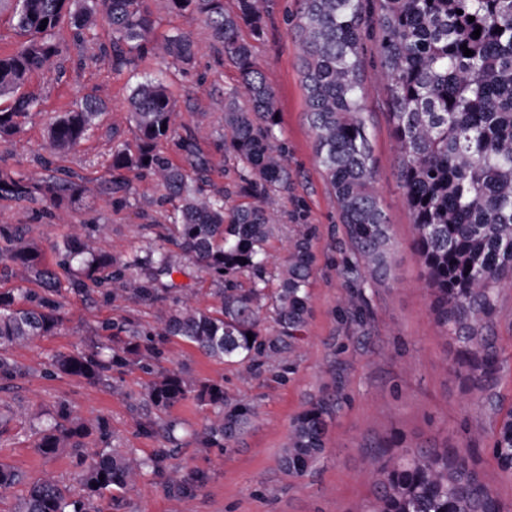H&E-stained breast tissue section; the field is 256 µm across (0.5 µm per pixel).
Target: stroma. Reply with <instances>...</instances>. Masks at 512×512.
Instances as JSON below:
<instances>
[{
    "instance_id": "1",
    "label": "stroma",
    "mask_w": 512,
    "mask_h": 512,
    "mask_svg": "<svg viewBox=\"0 0 512 512\" xmlns=\"http://www.w3.org/2000/svg\"><path fill=\"white\" fill-rule=\"evenodd\" d=\"M150 7L155 44L190 33L195 42L192 63L166 65L152 53L118 71L96 48L110 40L106 23H99L94 44L76 42L70 28L61 29L65 53L51 69L33 73L22 88L40 99V111L27 119L15 143L0 144V168L36 169L47 117L92 95L106 106L102 125L74 151L55 156L52 162L97 182L107 174L113 143L135 141L127 104L132 89L155 78L167 85L177 102L180 135L192 139L209 162L208 190L237 181L232 161L218 147V134L224 94L237 85L238 71L216 51L199 18L171 11L166 0H150ZM299 11L300 0H268L262 37H253L246 26L240 31L252 43L276 94L277 135L288 149L292 173V189L282 200V222L266 244L271 263L286 256L297 225L314 230L310 314L296 354L275 366L222 363L179 338L150 335L166 303L109 300L94 288L81 294L65 288L60 295L62 324L56 333L12 351L21 373L0 379V407L50 414L67 408L88 422H105L106 436L92 435L87 448H122L136 458L158 460V468L143 470L131 489L101 500V512H364L372 497L369 456L382 446L397 452L414 443L440 450L469 449L484 482L510 507L512 476L500 470L490 432L512 410V369L501 372L499 399L493 405L451 370L413 248L412 216L399 186L390 104L381 78L380 36L374 26L363 37L362 105L374 149L375 187L390 224L393 263L384 283L364 289L363 319L353 317L341 302L347 291L341 270L353 256L313 148L301 49L294 36ZM133 186L123 203L102 195L92 209L76 213L84 223L108 225L112 249L121 255L152 244L172 209L150 179L136 180ZM0 224L22 225L48 254L63 232L48 218L14 203L0 202ZM108 319L121 328L115 345L126 341L128 325L145 332L144 342L154 350L148 363L114 360L106 379L94 383L50 372L53 357L92 349L99 341L101 322ZM171 369L192 385L223 384L230 403L254 410L251 426L217 447L204 441L211 408L191 397L166 409L154 407L147 399V386ZM329 393L336 398V409L329 420L325 452L304 475H288L280 468L279 457L291 422ZM0 461L32 480L54 477L72 484L80 471L70 450L41 456L29 423L17 418L0 423Z\"/></svg>"
}]
</instances>
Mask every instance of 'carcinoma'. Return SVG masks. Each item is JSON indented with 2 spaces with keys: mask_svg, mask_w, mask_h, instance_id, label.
<instances>
[{
  "mask_svg": "<svg viewBox=\"0 0 512 512\" xmlns=\"http://www.w3.org/2000/svg\"><path fill=\"white\" fill-rule=\"evenodd\" d=\"M301 0L296 35L307 92L314 151L330 185L344 225L357 273L344 306L359 312L362 288L387 273L391 254L389 225L374 188V155L362 112V39L368 23L381 33V68L389 92L390 112L399 151L398 179L413 217L415 249L420 257L431 311L443 335L455 344L453 369L474 388L491 387L507 359L491 334L499 291L512 286V0ZM8 5L21 46L0 54V98H14L0 109V142L22 132L23 119L37 107L32 98L16 96L28 76L63 53L56 30L73 25L83 42L103 18L112 29L109 46L99 48L121 70L155 50V20L147 0H0ZM171 10L202 16L224 57L239 72V85L224 98V125L219 133L224 156L237 166L231 188L203 192L207 161L185 145L187 166L162 156L157 145L180 141L177 109L165 86L146 79L128 98L136 150L123 143L111 149L110 169L148 176L165 201L175 202L168 220L170 235L146 256L122 259L106 244L107 225L69 224L62 243L47 256L18 225L0 224V279L15 275L41 289L0 291V376L17 367L9 352L49 336L62 322L57 270L72 273L71 288L93 286L110 298L114 287L137 298L172 306L155 328L157 336L178 337L220 362L245 363L262 358L275 365L299 347L309 317L313 256L310 229L302 224L288 258L276 271L278 286L266 293L265 244L279 222V200L291 189L287 154L275 133L280 120L274 91L257 64L253 47L239 36L241 26L259 37L264 28L263 0H168ZM463 14H457V11ZM475 17L469 21V17ZM45 29H40L42 20ZM480 30V36L473 35ZM195 44L189 33L172 36L165 56L187 64ZM473 55H464V49ZM105 110L95 97L50 119L47 148L56 154L76 148L98 127ZM34 178L24 171H0V201L40 203L58 218L94 189L69 173L49 171ZM108 195L128 194L131 181L100 184ZM253 202L227 207L231 195ZM206 272L215 284L216 305L191 303L178 287L180 270L168 245ZM246 274L252 287H238ZM271 310L276 333H262ZM132 336L122 352L137 361L152 350ZM253 335L248 340L247 334ZM112 365V346L101 343L87 352L59 355L51 367L60 373L97 381ZM191 388L176 370L161 374L148 387V399L168 407ZM196 399L216 409L207 427V442L244 432L253 413L242 404L224 407L223 386L204 384ZM331 405L319 399L293 419L280 462L293 476L303 475L325 448ZM58 421L38 432V451L45 457L69 448L84 465L79 484L84 496L45 477L28 482L9 464L0 463V490L25 486L17 512H91L94 501L132 486L145 466L115 448H99L85 463L83 440L104 434L106 425L90 424L63 410ZM492 453L500 469L512 475V410L491 431ZM379 479L365 512H512L485 485L471 464L469 449L440 452L405 447L391 456L373 458Z\"/></svg>",
  "mask_w": 512,
  "mask_h": 512,
  "instance_id": "obj_1",
  "label": "carcinoma"
}]
</instances>
